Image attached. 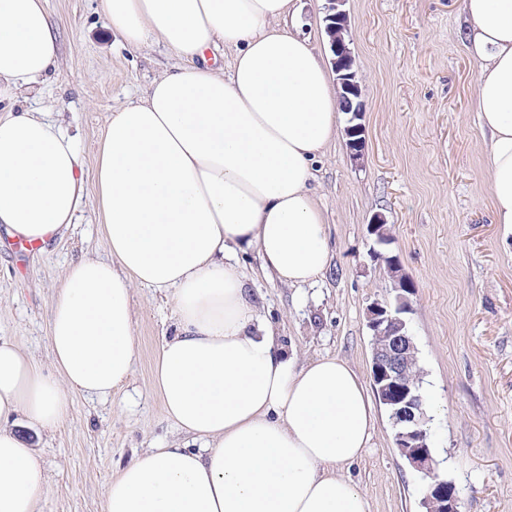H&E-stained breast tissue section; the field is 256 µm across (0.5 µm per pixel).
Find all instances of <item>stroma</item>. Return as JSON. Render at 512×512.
Wrapping results in <instances>:
<instances>
[{"mask_svg": "<svg viewBox=\"0 0 512 512\" xmlns=\"http://www.w3.org/2000/svg\"><path fill=\"white\" fill-rule=\"evenodd\" d=\"M46 4L59 65L18 103L54 114L89 176L113 112L140 101L183 60L154 40L129 47L101 0ZM301 4L296 33L331 63L327 0ZM344 9L368 148L353 159L341 134L313 165L330 244L323 277L291 288L262 272L257 251L241 252L248 301L299 362L336 355L367 380V309L394 297L377 255L397 256L415 285L406 319L429 398L437 476L455 485L460 512H512V230L495 223L490 206L472 92L479 65L463 38L462 0H346ZM377 214L390 228L383 247L368 228ZM86 253H107L89 197L60 241L29 251L0 231V336L47 360L48 310L65 269ZM131 307L137 357L128 380L105 400L72 395L65 422L37 445L46 474L40 512H104L112 478L137 454L180 437L153 390L174 303L138 288ZM377 416L369 448L344 474L371 512H424V482L397 453L385 409Z\"/></svg>", "mask_w": 512, "mask_h": 512, "instance_id": "1", "label": "stroma"}]
</instances>
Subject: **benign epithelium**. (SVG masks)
Returning <instances> with one entry per match:
<instances>
[{
	"label": "benign epithelium",
	"instance_id": "benign-epithelium-1",
	"mask_svg": "<svg viewBox=\"0 0 512 512\" xmlns=\"http://www.w3.org/2000/svg\"><path fill=\"white\" fill-rule=\"evenodd\" d=\"M346 0H329L325 16L326 28L347 26L346 11L342 9ZM334 66L339 83L346 94L351 96V117L346 129L348 148L354 158L364 155L367 147L366 128L362 123L365 112L362 91L352 70V52L344 43H333ZM395 291L398 303L375 302L368 308V326L373 335L383 339L381 347L372 353V379L375 391L382 400L394 406V419L402 430L397 434L396 447L406 457L410 466L423 477L433 475L437 462L428 445V418L422 409L421 397L414 393V385L408 380L404 357L413 348L402 315L410 310L408 295L414 292V284L406 277H395ZM422 505L425 512H459V498L446 491L436 489L427 493Z\"/></svg>",
	"mask_w": 512,
	"mask_h": 512
}]
</instances>
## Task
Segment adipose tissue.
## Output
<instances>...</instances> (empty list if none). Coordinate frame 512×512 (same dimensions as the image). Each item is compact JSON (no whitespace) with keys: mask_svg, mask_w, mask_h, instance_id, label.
<instances>
[{"mask_svg":"<svg viewBox=\"0 0 512 512\" xmlns=\"http://www.w3.org/2000/svg\"><path fill=\"white\" fill-rule=\"evenodd\" d=\"M294 2L102 0L129 44L157 39L186 63L113 113L92 179L48 113L0 115V229L47 245L91 194L107 245L65 270L49 364L0 337V512H37L45 477L29 434L53 432L70 394L106 399L129 378L138 287L174 301L153 387L187 440L135 456L105 512H369L342 472L375 429L362 376L338 356L297 364L245 299L234 260L257 250L291 287L328 265L310 182L340 114L321 58L286 28ZM463 10L495 221L512 226V0ZM218 44L235 52L226 75L202 60ZM57 66L45 0H0V99Z\"/></svg>","mask_w":512,"mask_h":512,"instance_id":"adipose-tissue-1","label":"adipose tissue"}]
</instances>
